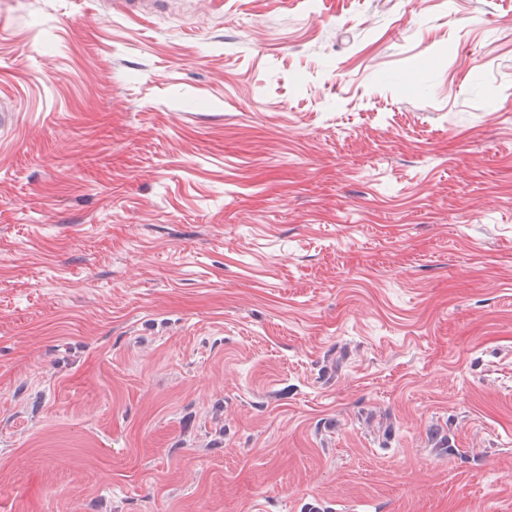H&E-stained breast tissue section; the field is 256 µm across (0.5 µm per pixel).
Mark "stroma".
Masks as SVG:
<instances>
[{
    "label": "stroma",
    "mask_w": 512,
    "mask_h": 512,
    "mask_svg": "<svg viewBox=\"0 0 512 512\" xmlns=\"http://www.w3.org/2000/svg\"><path fill=\"white\" fill-rule=\"evenodd\" d=\"M0 512H512V0H0Z\"/></svg>",
    "instance_id": "stroma-1"
}]
</instances>
